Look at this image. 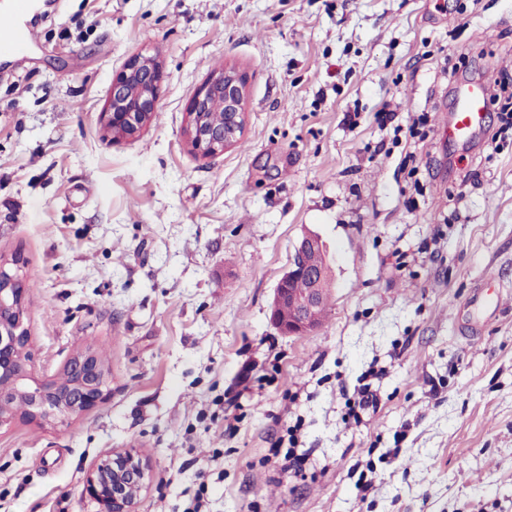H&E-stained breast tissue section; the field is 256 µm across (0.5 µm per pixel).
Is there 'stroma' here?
<instances>
[{
    "instance_id": "35a3bbf8",
    "label": "stroma",
    "mask_w": 512,
    "mask_h": 512,
    "mask_svg": "<svg viewBox=\"0 0 512 512\" xmlns=\"http://www.w3.org/2000/svg\"><path fill=\"white\" fill-rule=\"evenodd\" d=\"M37 32L0 66V257L34 377L91 348L110 396L0 431V512H94L116 448L150 462L135 512H512V128L444 138L459 82L512 75V0H52ZM148 51L158 111L107 141L112 78ZM225 66L247 124L202 158L187 106ZM306 235L327 314L284 336L269 305ZM277 444L302 474L264 464ZM356 398L353 400L352 404L349 406V417H352L354 420H358L359 411H364L366 409L372 408L376 409L379 399L376 394V391L371 390L368 384L361 385L355 389Z\"/></svg>"
}]
</instances>
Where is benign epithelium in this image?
Segmentation results:
<instances>
[{"label":"benign epithelium","mask_w":512,"mask_h":512,"mask_svg":"<svg viewBox=\"0 0 512 512\" xmlns=\"http://www.w3.org/2000/svg\"><path fill=\"white\" fill-rule=\"evenodd\" d=\"M164 72L157 57H130L112 78L102 112L103 137L135 139L158 111ZM246 75L234 67L213 73L189 101L185 136L192 150L211 157L235 146L246 126ZM223 103L224 116H209L212 102ZM322 246L314 235L294 247L288 270L278 280L270 305V321L285 336H304L319 326L323 304L321 283L330 267H316L309 253ZM16 260H0V430L18 420L57 430L96 407L109 394V372L100 355L78 351L70 358L65 377L38 383L31 372L30 336L25 325L23 280L12 271ZM305 281L307 287L292 284ZM149 480L146 460L134 448L104 455L86 477L83 492L97 512H134Z\"/></svg>","instance_id":"benign-epithelium-1"}]
</instances>
